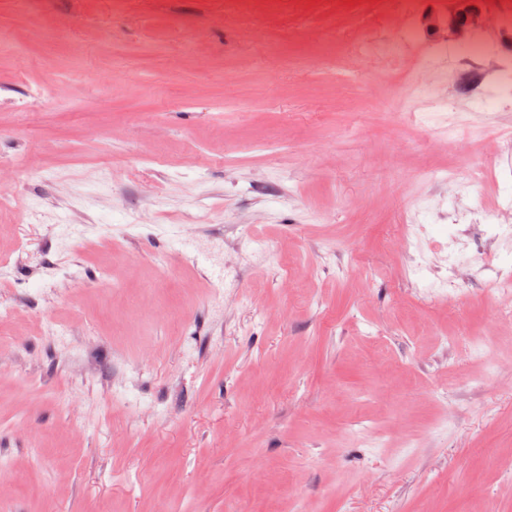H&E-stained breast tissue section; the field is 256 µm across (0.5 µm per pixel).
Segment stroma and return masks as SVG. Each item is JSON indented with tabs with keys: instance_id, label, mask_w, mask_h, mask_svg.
<instances>
[{
	"instance_id": "stroma-1",
	"label": "stroma",
	"mask_w": 512,
	"mask_h": 512,
	"mask_svg": "<svg viewBox=\"0 0 512 512\" xmlns=\"http://www.w3.org/2000/svg\"><path fill=\"white\" fill-rule=\"evenodd\" d=\"M453 3L0 0V512H512V240L443 218L512 106L371 50ZM492 288H495L501 300H508L509 307L503 308L500 316H508L510 319L512 317V273L495 271ZM466 342L469 346V350L482 362L481 373L470 377L468 380L471 385L479 387L490 375H496L500 372L501 365L498 351L496 345L488 336H467Z\"/></svg>"
}]
</instances>
